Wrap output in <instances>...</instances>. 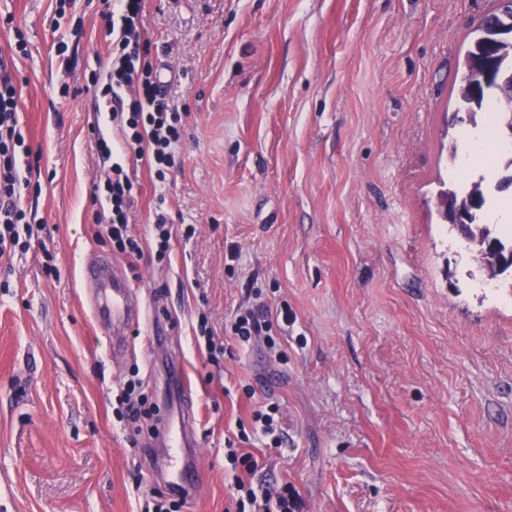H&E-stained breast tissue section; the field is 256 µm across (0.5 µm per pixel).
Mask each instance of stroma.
<instances>
[{"label": "stroma", "instance_id": "35a3bbf8", "mask_svg": "<svg viewBox=\"0 0 512 512\" xmlns=\"http://www.w3.org/2000/svg\"><path fill=\"white\" fill-rule=\"evenodd\" d=\"M499 0H145L153 65L175 73L184 112L177 169L136 182L141 258L114 249L94 195L110 165L112 106L102 0H0L27 52L19 119L39 187L36 231L0 266V512H144L157 419L116 415L135 379L158 402L146 326L113 348L83 267L111 258L146 310L163 307L165 353L192 386L201 486L180 512H225L227 442L280 406V442L243 446L255 483H287L301 512H512V290L481 272L437 196L463 124L466 52ZM191 224L153 259L158 215ZM239 250V261L229 253ZM53 253L57 276L42 264ZM294 316L277 351L230 325L254 296ZM207 313L224 356L212 364Z\"/></svg>", "mask_w": 512, "mask_h": 512}]
</instances>
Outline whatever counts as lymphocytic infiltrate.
Instances as JSON below:
<instances>
[{
  "label": "lymphocytic infiltrate",
  "instance_id": "1",
  "mask_svg": "<svg viewBox=\"0 0 512 512\" xmlns=\"http://www.w3.org/2000/svg\"><path fill=\"white\" fill-rule=\"evenodd\" d=\"M143 0H103L105 34L111 37L115 55L108 81L90 77L94 94L110 98L114 104L113 121L129 129L116 143L100 140L103 158L112 159V175L104 185L110 216L103 229L115 247L128 256L143 254L140 239L128 224L134 185L128 177L121 157L148 156L158 179H165L168 169L176 164L177 147L182 135V117L172 100L160 93L155 71L149 58V43L143 37L141 17ZM26 51L23 33H16L11 54H0V263L11 262L16 249L25 248V234L32 227L26 220L20 187L23 182L20 159L27 153L25 137L19 125V87L14 80L16 54ZM292 316L287 308L273 311L265 303H257L239 312L231 332L240 344L263 339L275 347L273 329L288 324ZM230 463L241 465V476L233 480L231 505L234 512H300L301 500L288 485L265 493H257L253 477L259 468L249 453L229 450Z\"/></svg>",
  "mask_w": 512,
  "mask_h": 512
}]
</instances>
